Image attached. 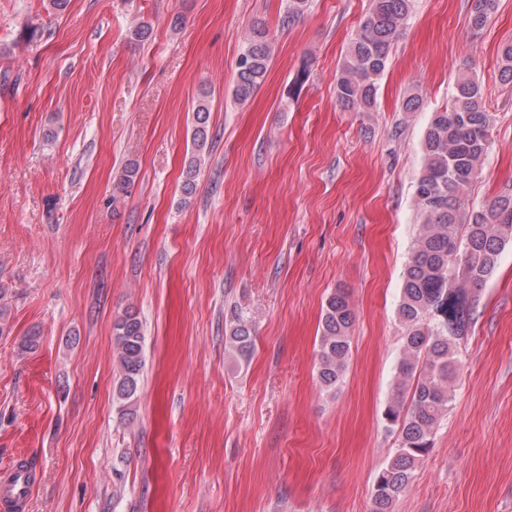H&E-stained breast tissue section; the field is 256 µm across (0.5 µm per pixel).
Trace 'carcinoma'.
<instances>
[{"label": "carcinoma", "instance_id": "obj_1", "mask_svg": "<svg viewBox=\"0 0 512 512\" xmlns=\"http://www.w3.org/2000/svg\"><path fill=\"white\" fill-rule=\"evenodd\" d=\"M308 0H288L282 24L300 20ZM412 0H373L336 73V100L351 112L376 109L377 91L404 30ZM497 9V0H472L468 24L477 37ZM268 32L253 28L237 64L233 96L243 103L260 88L268 71ZM210 109L201 98L193 106L195 154L186 167L182 191L196 189L200 155L209 140ZM491 115L481 84L472 75L455 80L450 104L433 113L422 140L423 165L414 186L418 234L404 275L398 317L404 327L396 382L385 410L389 427L399 431L398 448L375 477L371 512H391L408 489L416 464L433 448V434L448 415L458 372L457 343L474 320L479 292L493 276L505 246L512 241V192L496 196L482 209L465 211L469 188L481 170L490 144ZM138 174L128 162L114 184L128 192ZM354 313L348 295L336 291L325 304L318 375L334 389L350 352ZM118 341L113 399L121 415L135 413L145 368V333L137 311L129 309L115 324ZM229 346L248 358L250 325L237 320Z\"/></svg>", "mask_w": 512, "mask_h": 512}]
</instances>
